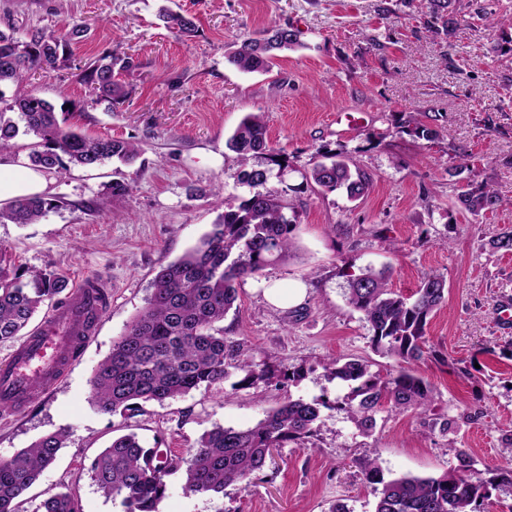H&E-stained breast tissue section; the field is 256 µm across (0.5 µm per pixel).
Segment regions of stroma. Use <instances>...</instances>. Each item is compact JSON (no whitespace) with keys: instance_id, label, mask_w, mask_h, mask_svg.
Segmentation results:
<instances>
[{"instance_id":"1","label":"stroma","mask_w":512,"mask_h":512,"mask_svg":"<svg viewBox=\"0 0 512 512\" xmlns=\"http://www.w3.org/2000/svg\"><path fill=\"white\" fill-rule=\"evenodd\" d=\"M464 2L457 34L445 41L425 29L426 0H0V30L19 37L87 26L69 65L37 71L28 88L77 131L141 146L134 164L114 159L53 176L57 206L39 222L0 223V247L15 266L55 271L72 285L94 276L112 294L55 391L24 412H0V460L45 434L67 433L19 512H43L55 491L70 492L80 512H123L89 472L113 438L133 432L144 447L177 452L213 426H253L290 397L329 403L308 442L274 449L244 489L189 495L181 474L169 475L157 512H333L339 504L373 512L368 460L388 479L442 475L455 466L457 448L468 449L484 476L506 465L512 324L500 311L512 301V253L492 251L488 241L512 227V29L495 25L512 14V0ZM163 5L194 16L196 36L181 40L165 29ZM268 26L300 30L302 48L281 54L267 75L227 63V52ZM111 49L136 62L119 77L129 91L120 103L92 100L76 71ZM250 113L263 114L270 145L282 151L286 168L266 188L295 205L294 246L285 260L239 281L222 326L240 358L269 370V379L246 386L232 368L222 385L146 403L135 417L98 413L89 380L145 307L157 270L247 195L226 140ZM417 113L438 114L435 145L402 131L401 117ZM454 148L469 156L456 177L448 174ZM326 150L357 161L367 194L353 201L305 183L303 173ZM487 177L503 204L472 216L456 188ZM116 181L129 193L113 196ZM367 265L388 268L390 288L405 295L427 273L448 286L426 328L429 354L415 366L433 389L430 406L383 410L368 436L337 406L347 385L323 368L349 357L383 374L399 368L373 350L362 313L345 300V273ZM274 280L303 281L306 299L295 308L268 303L263 290ZM288 368L301 379H284ZM448 420L456 426L446 431Z\"/></svg>"}]
</instances>
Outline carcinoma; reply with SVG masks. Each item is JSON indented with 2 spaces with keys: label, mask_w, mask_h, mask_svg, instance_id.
<instances>
[{
  "label": "carcinoma",
  "mask_w": 512,
  "mask_h": 512,
  "mask_svg": "<svg viewBox=\"0 0 512 512\" xmlns=\"http://www.w3.org/2000/svg\"><path fill=\"white\" fill-rule=\"evenodd\" d=\"M431 21L427 31L448 38L459 25L460 0H429ZM159 17L182 36L196 33L193 18L164 8ZM87 35V28L73 24L63 33L31 30L24 39L0 31V84L21 85L37 68H55L66 62L72 41ZM301 32L274 27L244 41L227 61L248 73L267 74L277 53L302 46ZM135 67L126 54L106 52L81 69L80 80L98 99L118 102L129 91L116 72ZM18 114L24 128L5 118ZM0 109V151L14 147L19 133L38 139L30 153L31 164L65 174L73 168H95L116 157L131 161L140 153L137 144L112 137H91L61 126L55 108L31 93H19ZM407 135L429 143L440 133L430 122L412 117L402 122ZM242 163L266 156L265 166L243 171L241 182L248 197L228 206L212 229L178 259L161 268L153 279L147 306L112 345L109 356L90 380L91 406L106 415H134L147 402L164 403L198 390L224 383L232 342L216 324L237 299L236 284L247 275L282 260L293 247L295 224L288 218L293 205L265 189L273 171L285 169L281 154L269 146L263 115L244 117L227 140ZM356 162L332 151L320 153L303 178L325 191L343 189L351 199L366 193L369 183L354 176ZM458 201L474 216L494 211L502 199L487 180L459 187ZM56 200L34 196L0 210V223L31 224L56 208ZM384 269L370 266L347 278V303L364 315L371 344L383 356L408 365L425 358L426 327L432 313L445 301L446 280L426 274L410 296L388 288ZM68 288L67 279L53 271H19L7 265L0 252V342L20 335L38 308ZM328 369L348 383L345 406L359 431L376 426L383 407L406 412L425 408L431 400L430 384L402 367L385 376L370 370L358 358L334 359ZM327 402L288 399L247 429L216 426L204 432L185 454L172 455L159 448H145L134 433L120 436L90 464L91 478L103 494L120 499L124 512H156L167 491L165 477L184 469L187 494L222 493L229 486L248 484L262 470L272 449L293 441L303 443L319 428L321 408ZM62 432L44 435L11 458L0 461V512H18V500L51 465L65 447ZM451 452L456 466L439 477L402 476L385 479L376 461L367 465L366 478L377 494L374 512H485L483 507L502 494H512V467L484 478L464 448ZM43 512H79L67 492H50Z\"/></svg>",
  "instance_id": "obj_1"
}]
</instances>
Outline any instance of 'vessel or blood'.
<instances>
[{"instance_id":"vessel-or-blood-1","label":"vessel or blood","mask_w":512,"mask_h":512,"mask_svg":"<svg viewBox=\"0 0 512 512\" xmlns=\"http://www.w3.org/2000/svg\"><path fill=\"white\" fill-rule=\"evenodd\" d=\"M110 300L107 286L83 278L65 303L0 362V408L20 411L48 394L78 358Z\"/></svg>"}]
</instances>
